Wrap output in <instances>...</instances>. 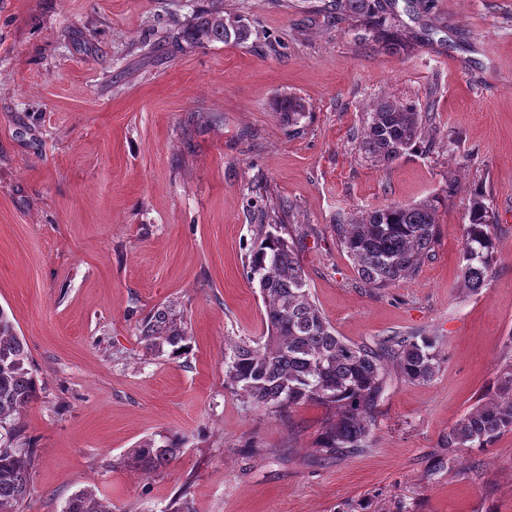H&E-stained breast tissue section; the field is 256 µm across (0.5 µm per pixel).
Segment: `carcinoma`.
<instances>
[{"label": "carcinoma", "mask_w": 512, "mask_h": 512, "mask_svg": "<svg viewBox=\"0 0 512 512\" xmlns=\"http://www.w3.org/2000/svg\"><path fill=\"white\" fill-rule=\"evenodd\" d=\"M336 13L363 22L378 40L399 45L387 25L381 0H334ZM248 28L238 18L224 17L221 3L203 10L183 31L190 43L238 42ZM433 106L419 112L411 102L378 100L358 141L359 150L391 163L421 147ZM307 105L297 97L277 103L283 122L296 126ZM493 221L485 195L471 193L464 227L460 277L463 287L477 294L492 278L496 263ZM340 247L353 261L360 279L372 288H386L418 272L423 256L438 235L437 211L431 201L392 203L360 220L341 219L334 225ZM249 277L258 282L265 307L266 334L229 342L224 350V382L255 407L282 416L292 407L316 402L333 410L319 448L325 455L345 456L369 447L375 413L391 372L411 383L431 381L441 367L438 340L416 332L397 333L355 343L336 334L312 297L293 245L260 225L249 251ZM146 351L180 355L190 336L171 305L147 316L139 328ZM25 342L0 310V512H22L30 492L35 452L23 447L20 412L38 398ZM512 431V360L501 368L493 393L448 430V460L462 448H488ZM178 438L148 439L134 449L131 461L157 470L176 458ZM62 512H112L110 505L80 490Z\"/></svg>", "instance_id": "cac0c4a2"}]
</instances>
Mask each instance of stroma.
<instances>
[{
  "instance_id": "35a3bbf8",
  "label": "stroma",
  "mask_w": 512,
  "mask_h": 512,
  "mask_svg": "<svg viewBox=\"0 0 512 512\" xmlns=\"http://www.w3.org/2000/svg\"><path fill=\"white\" fill-rule=\"evenodd\" d=\"M211 0H0V309L39 397L22 512L93 491L112 512H512V431L449 461L448 430L512 358V0H388L402 45L331 0H222L248 39L190 45ZM309 112L284 124L278 100ZM382 97L433 106L442 148L383 164L358 139ZM493 220L495 273L460 285L469 191ZM430 200L439 235L417 275L361 282L338 215ZM281 223L317 305L360 343L438 337L430 382L393 377L368 452L323 459L331 412L278 418L224 383V343L266 331L246 253ZM173 304L191 338L148 353L140 321ZM184 438L146 472L142 441Z\"/></svg>"
}]
</instances>
